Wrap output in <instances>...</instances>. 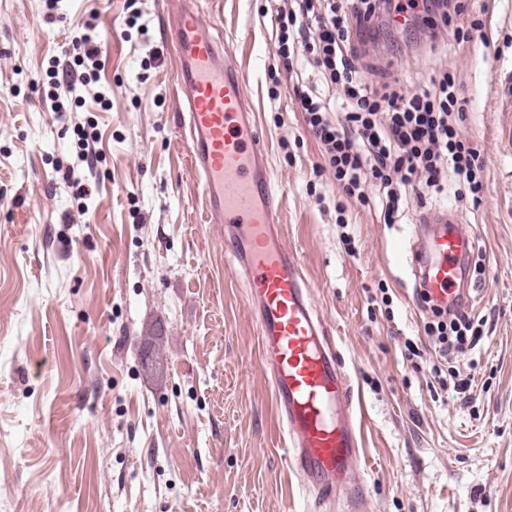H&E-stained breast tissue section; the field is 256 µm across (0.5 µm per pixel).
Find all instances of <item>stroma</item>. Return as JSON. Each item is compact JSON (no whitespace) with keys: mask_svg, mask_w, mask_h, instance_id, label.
<instances>
[{"mask_svg":"<svg viewBox=\"0 0 512 512\" xmlns=\"http://www.w3.org/2000/svg\"><path fill=\"white\" fill-rule=\"evenodd\" d=\"M246 76L296 250L365 411L348 493L366 512H512V0H467L469 43L397 57L404 87L448 68L467 102L463 135L485 164L479 198L456 178L395 223L316 174L277 54L271 0H199ZM176 0H0V512H323L286 460L242 278L203 199L182 136L167 42ZM104 27L108 100L47 111L78 25ZM98 135L90 196L64 178L81 134ZM452 208L475 239L471 306L488 316L468 401L439 390L411 271L424 210ZM421 354L402 355L405 340Z\"/></svg>","mask_w":512,"mask_h":512,"instance_id":"35a3bbf8","label":"stroma"}]
</instances>
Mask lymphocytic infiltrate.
I'll list each match as a JSON object with an SVG mask.
<instances>
[{"instance_id":"obj_1","label":"lymphocytic infiltrate","mask_w":512,"mask_h":512,"mask_svg":"<svg viewBox=\"0 0 512 512\" xmlns=\"http://www.w3.org/2000/svg\"><path fill=\"white\" fill-rule=\"evenodd\" d=\"M460 0H277L278 53L295 49L296 63H308L317 76L296 98L304 122L323 149V169L347 198L367 203L375 189L385 223H394L407 190L442 192L448 177L462 179L480 193L485 166L466 145L460 129L465 101L448 71L425 87L403 90L388 70L367 60L366 47L394 20L424 34L427 53H438L446 37L471 39L479 20L458 24ZM429 343L440 358L455 345L478 340L475 321L463 307L448 308L419 289Z\"/></svg>"}]
</instances>
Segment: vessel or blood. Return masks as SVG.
Returning <instances> with one entry per match:
<instances>
[{
	"instance_id": "obj_1",
	"label": "vessel or blood",
	"mask_w": 512,
	"mask_h": 512,
	"mask_svg": "<svg viewBox=\"0 0 512 512\" xmlns=\"http://www.w3.org/2000/svg\"><path fill=\"white\" fill-rule=\"evenodd\" d=\"M170 42L179 59L176 83L203 221L220 225L231 268L246 284L287 461L305 491L328 500L361 457V403L311 297L301 258L283 243L281 196L244 97V75L194 0H179ZM439 222L442 231L413 255L411 267L433 296L453 301L474 240L463 235L457 213L444 211Z\"/></svg>"
}]
</instances>
